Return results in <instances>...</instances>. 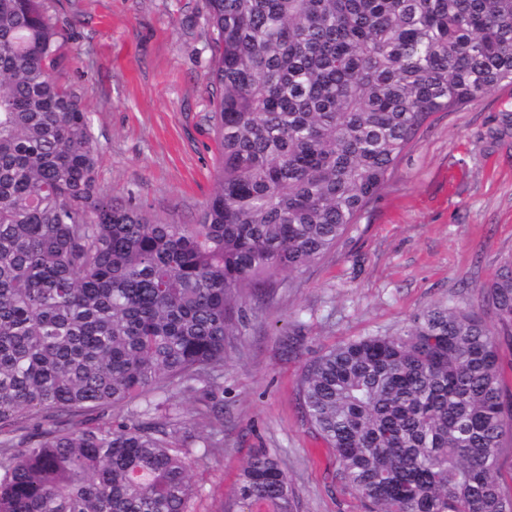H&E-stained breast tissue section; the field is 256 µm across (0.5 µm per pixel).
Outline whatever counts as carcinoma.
<instances>
[{
  "instance_id": "carcinoma-1",
  "label": "carcinoma",
  "mask_w": 512,
  "mask_h": 512,
  "mask_svg": "<svg viewBox=\"0 0 512 512\" xmlns=\"http://www.w3.org/2000/svg\"><path fill=\"white\" fill-rule=\"evenodd\" d=\"M215 188L194 224L98 183L44 0H0V512H189L224 453V356L271 278L335 248L436 112L512 84V0H206ZM480 311L434 306L298 384L366 512H512V261ZM187 393L199 433L171 393ZM295 512L272 454L222 512Z\"/></svg>"
}]
</instances>
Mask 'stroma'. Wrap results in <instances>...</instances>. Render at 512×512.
Here are the masks:
<instances>
[{"instance_id":"35a3bbf8","label":"stroma","mask_w":512,"mask_h":512,"mask_svg":"<svg viewBox=\"0 0 512 512\" xmlns=\"http://www.w3.org/2000/svg\"><path fill=\"white\" fill-rule=\"evenodd\" d=\"M66 30L56 77L81 95L99 180L155 218L195 223L214 190L205 0H46ZM512 259V85L434 113L336 247L275 275L224 359V454L194 462L192 512H217L246 462L277 455L297 512H362L298 397L306 363L395 335L435 305L479 307Z\"/></svg>"}]
</instances>
